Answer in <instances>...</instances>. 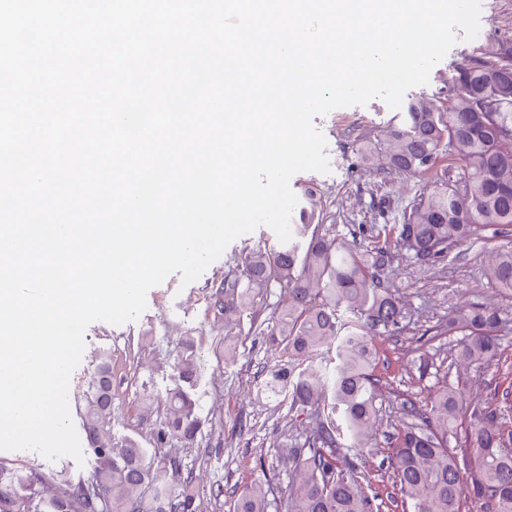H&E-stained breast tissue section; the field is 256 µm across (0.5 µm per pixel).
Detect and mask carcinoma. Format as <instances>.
<instances>
[{
	"label": "carcinoma",
	"mask_w": 512,
	"mask_h": 512,
	"mask_svg": "<svg viewBox=\"0 0 512 512\" xmlns=\"http://www.w3.org/2000/svg\"><path fill=\"white\" fill-rule=\"evenodd\" d=\"M497 55L464 59L442 106L412 99L400 121L361 139L362 169L394 168L419 183L398 218L349 234L369 244L357 246L326 224L327 201L308 186L294 238L248 252L218 286L224 337L239 335L247 321L285 357L267 369L262 391L290 403L305 423L302 441L283 449L282 499L275 501L270 479L258 477L237 493L234 512L380 509L375 474L361 462L382 450L373 442L382 407L374 337L398 333L406 319L385 274L400 259L428 270L467 242L492 245L480 278L501 303L476 296L448 313L436 335L454 337L453 361L419 356L420 376L435 378L433 389L400 400L401 418L382 451L414 512H512V39ZM275 288L278 300L263 319ZM96 360L80 415L105 512H200L195 476L176 450L163 451L173 442L194 444L203 426L194 339L181 340L164 395L147 384L137 392V403L164 411L150 448L112 432V355L103 350ZM471 371L508 386L490 399L472 396ZM79 486L58 472L0 464V512H100Z\"/></svg>",
	"instance_id": "carcinoma-1"
}]
</instances>
